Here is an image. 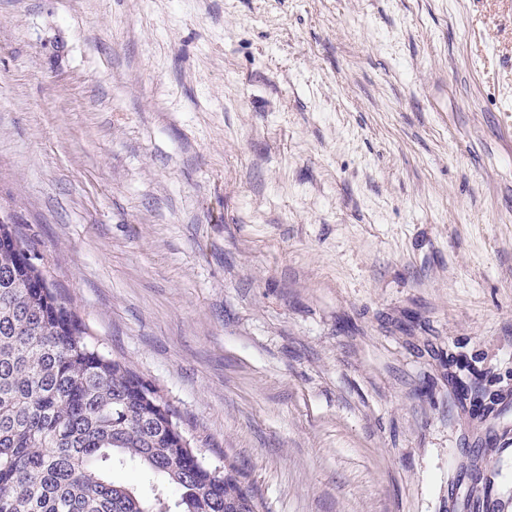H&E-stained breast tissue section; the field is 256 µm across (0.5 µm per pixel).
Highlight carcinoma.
Here are the masks:
<instances>
[{"mask_svg": "<svg viewBox=\"0 0 512 512\" xmlns=\"http://www.w3.org/2000/svg\"><path fill=\"white\" fill-rule=\"evenodd\" d=\"M0 223V512H259L171 406L109 357ZM134 468L139 486L114 479Z\"/></svg>", "mask_w": 512, "mask_h": 512, "instance_id": "carcinoma-1", "label": "carcinoma"}]
</instances>
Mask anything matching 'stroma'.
Segmentation results:
<instances>
[{"label": "stroma", "instance_id": "35a3bbf8", "mask_svg": "<svg viewBox=\"0 0 512 512\" xmlns=\"http://www.w3.org/2000/svg\"><path fill=\"white\" fill-rule=\"evenodd\" d=\"M261 512H512V0H0V210Z\"/></svg>", "mask_w": 512, "mask_h": 512}]
</instances>
